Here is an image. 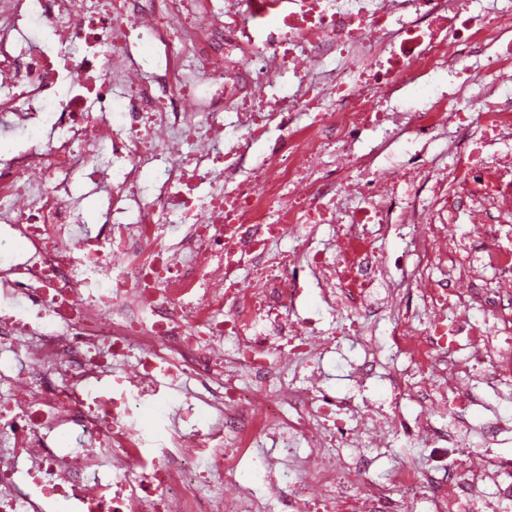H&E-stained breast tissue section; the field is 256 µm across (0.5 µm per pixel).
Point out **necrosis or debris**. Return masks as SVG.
I'll use <instances>...</instances> for the list:
<instances>
[{
    "label": "necrosis or debris",
    "mask_w": 512,
    "mask_h": 512,
    "mask_svg": "<svg viewBox=\"0 0 512 512\" xmlns=\"http://www.w3.org/2000/svg\"><path fill=\"white\" fill-rule=\"evenodd\" d=\"M0 136V512L512 502V0H0ZM399 440L438 465L372 479Z\"/></svg>",
    "instance_id": "1"
}]
</instances>
